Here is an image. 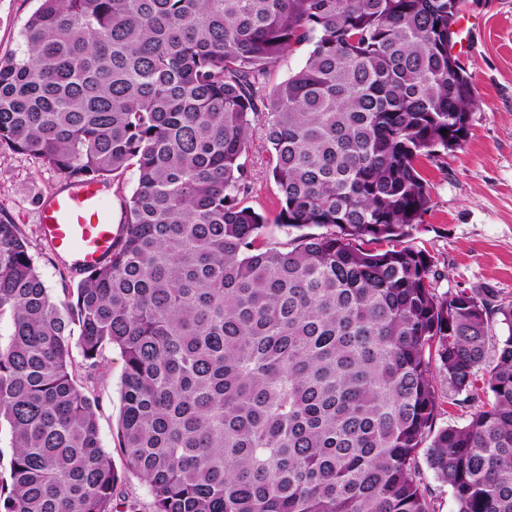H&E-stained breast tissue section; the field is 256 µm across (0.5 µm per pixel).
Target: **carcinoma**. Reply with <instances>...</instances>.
Masks as SVG:
<instances>
[{
    "mask_svg": "<svg viewBox=\"0 0 512 512\" xmlns=\"http://www.w3.org/2000/svg\"><path fill=\"white\" fill-rule=\"evenodd\" d=\"M463 6L39 0L0 59V148L136 186L112 255L59 296L0 220V512H136L83 384L109 348L151 512H431L422 449L457 512H512V304L437 293L406 243L431 208L421 159L462 148L475 107L448 65ZM259 114L285 247L241 204ZM443 389L465 425L436 427ZM309 50V46H301L286 53L268 73L267 81L269 84H278L287 79L290 73L304 64Z\"/></svg>",
    "mask_w": 512,
    "mask_h": 512,
    "instance_id": "1",
    "label": "carcinoma"
}]
</instances>
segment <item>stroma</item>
Masks as SVG:
<instances>
[{"label":"stroma","instance_id":"obj_1","mask_svg":"<svg viewBox=\"0 0 512 512\" xmlns=\"http://www.w3.org/2000/svg\"><path fill=\"white\" fill-rule=\"evenodd\" d=\"M38 0H0V58L20 54L21 31ZM453 51L471 75L476 106L466 142L455 153L423 160L432 207L412 229L409 244L426 250L442 274L439 291L491 288L512 302V0H466L456 24ZM254 179L243 203L268 218L279 211L278 193L266 175L267 152L261 127H254L245 157ZM61 184L38 158L0 149V218L23 227L29 252L52 294L76 287L83 271L44 243L40 206ZM109 369L90 383L99 404V439L116 452V425L122 411L124 363L107 353Z\"/></svg>","mask_w":512,"mask_h":512}]
</instances>
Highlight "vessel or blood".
Masks as SVG:
<instances>
[{
	"label": "vessel or blood",
	"instance_id": "obj_1",
	"mask_svg": "<svg viewBox=\"0 0 512 512\" xmlns=\"http://www.w3.org/2000/svg\"><path fill=\"white\" fill-rule=\"evenodd\" d=\"M105 189L97 183L65 188L39 210L41 236L80 270L98 267L112 251L116 231L105 215Z\"/></svg>",
	"mask_w": 512,
	"mask_h": 512
}]
</instances>
